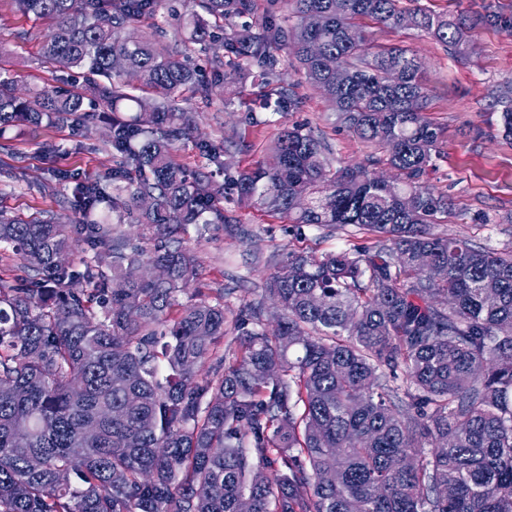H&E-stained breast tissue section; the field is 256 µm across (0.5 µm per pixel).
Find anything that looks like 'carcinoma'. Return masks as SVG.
Returning a JSON list of instances; mask_svg holds the SVG:
<instances>
[{
	"label": "carcinoma",
	"mask_w": 512,
	"mask_h": 512,
	"mask_svg": "<svg viewBox=\"0 0 512 512\" xmlns=\"http://www.w3.org/2000/svg\"><path fill=\"white\" fill-rule=\"evenodd\" d=\"M160 2L18 0L49 25L44 59L95 76V100L112 116L84 110L78 93L24 99L0 73V130L79 113L106 122L122 193L80 185L79 224L52 210L27 220L0 211V245L32 272L27 285L0 278V512H239L242 500L249 512H512V247L431 231L449 203L422 182L442 136L412 111L428 101L422 64L371 44L356 23L417 27L464 54L474 22L512 28V12L450 19L399 0H290L294 30L270 16L238 30L226 23L252 14V0H198L202 15L171 7L182 49L161 52L125 35ZM311 12L320 27L306 24ZM215 42L225 66L253 61L267 85L280 53L293 54L343 123L388 150L393 177L331 169L300 127L221 189L178 163L194 124L178 98L212 91L191 46ZM328 60L345 67V83ZM124 72L143 94L118 80ZM287 101L295 92L280 83L265 97L277 110ZM501 121L512 138V89ZM194 146L225 168L224 147ZM229 203L353 227L371 244L321 259L288 252L265 282L281 306L277 328L265 329L261 301L230 327L223 294L176 299L197 278L180 233L237 223ZM127 221L151 232L153 248L114 232ZM79 238L91 252L81 271L57 260ZM143 263L167 278L128 280ZM229 329L236 348L222 353Z\"/></svg>",
	"instance_id": "obj_1"
}]
</instances>
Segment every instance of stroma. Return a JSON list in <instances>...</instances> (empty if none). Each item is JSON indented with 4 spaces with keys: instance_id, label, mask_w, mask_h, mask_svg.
<instances>
[{
    "instance_id": "obj_1",
    "label": "stroma",
    "mask_w": 512,
    "mask_h": 512,
    "mask_svg": "<svg viewBox=\"0 0 512 512\" xmlns=\"http://www.w3.org/2000/svg\"><path fill=\"white\" fill-rule=\"evenodd\" d=\"M358 24L374 43L407 48L423 64L422 81L430 94L425 116L442 129L440 154L428 182L452 204L447 221L435 225L434 233L466 237L494 249L512 246V140L502 135L496 102L499 90L512 86V30L477 28L467 54L457 56L414 27L389 28L369 18ZM48 31L46 23L20 11L16 0H0V68L10 70L24 94L56 87L88 94L89 77L45 62L41 46ZM193 60L213 87L211 97L188 101L197 122L194 135L227 146L225 169L212 174L215 184L265 161L280 130L295 125L327 145L330 167L362 166L374 175L390 176L386 150L348 129L290 62L280 61L278 70L299 104L273 113L263 107L267 88L257 65L244 63L237 79L229 80L215 51L195 52ZM112 165V146L101 124L79 129L61 121L16 123L0 133V210L27 218L51 209L61 223H78V184L105 179ZM5 169L14 170V177H2ZM59 169L68 172L66 182L55 179ZM235 215L236 223L192 224L184 232V243L199 265L194 285L223 293L229 318L242 304L264 301L270 328L278 310L267 301L264 284L289 251L319 258L369 243L364 234L301 227L254 207L236 209Z\"/></svg>"
}]
</instances>
